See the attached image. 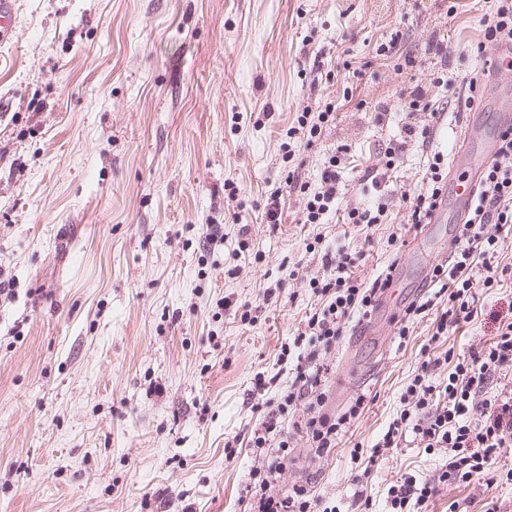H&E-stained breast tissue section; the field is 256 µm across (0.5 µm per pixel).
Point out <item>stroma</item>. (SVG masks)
I'll return each mask as SVG.
<instances>
[{"mask_svg": "<svg viewBox=\"0 0 512 512\" xmlns=\"http://www.w3.org/2000/svg\"><path fill=\"white\" fill-rule=\"evenodd\" d=\"M0 43V512H250L252 473L278 461L268 494L309 484L313 512H388L412 477L432 489L408 512H512V456L469 478L448 451L413 440L371 447L399 416L426 358L446 379L458 357L512 320V233L493 282L470 273L477 310L433 339L435 312L399 342L392 300L378 340L352 343V319L324 354V410L365 396L330 454L290 431L288 455L247 444L256 405L293 381L282 345L320 306L308 281L325 249L354 258L365 286L398 266L406 292L441 259L449 224L413 244L408 195L434 153L452 159L464 114L447 111L428 143L409 93L454 98L499 47L483 40L491 0H17ZM414 70L379 54L394 32ZM447 44L434 54L430 45ZM443 70L445 83L430 80ZM334 101L312 146L281 144L304 106ZM400 145L380 189L361 178ZM341 156L338 210L301 223L289 180L317 188ZM233 182L228 195L224 184ZM280 192L278 223L265 205ZM383 199L382 223L343 210ZM246 250H239V241ZM250 304L254 322L240 320ZM270 381L253 391L255 375ZM241 448L224 458L227 441Z\"/></svg>", "mask_w": 512, "mask_h": 512, "instance_id": "stroma-1", "label": "stroma"}]
</instances>
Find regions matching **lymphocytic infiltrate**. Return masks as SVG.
I'll return each instance as SVG.
<instances>
[{"mask_svg": "<svg viewBox=\"0 0 512 512\" xmlns=\"http://www.w3.org/2000/svg\"><path fill=\"white\" fill-rule=\"evenodd\" d=\"M448 178L445 158L433 154L426 172V185L409 202L407 221L412 226L429 223L437 207ZM340 183V160L331 155L324 163L316 189L297 185L304 200L302 221L322 223L336 207ZM494 225L495 233H486L487 225ZM512 224V132L501 135L494 155L477 185L475 201L459 235L454 240V264H437L430 268V285L449 287L448 307L434 320L436 335L447 334L450 327L469 318L476 302L472 292L469 268L475 261L490 260L498 251L501 239L499 228ZM326 276L310 279L314 295L323 304L310 315L304 331L294 336L291 346L281 349L283 357L292 359L294 380L290 390L277 403V416L270 419L263 434L253 436L255 447L271 445L269 436L277 431L299 400L307 397L322 399L321 392L327 380L328 368L319 361L320 354L329 350L343 336L354 314L368 315L375 289L354 280L335 256H326ZM434 360L422 363L402 395L404 408L399 417L389 423L379 439L382 448L398 447L404 433H412L429 448H445L453 454L449 469L468 468L478 474L487 465L504 454H512V395L492 403L476 399V391L497 372L512 369V322L501 326L489 346L459 359L454 372L443 381L435 380ZM364 408L363 398H356L341 415L325 414L306 419L304 428L317 454L330 452L346 424L356 419ZM480 415V423H472L473 415ZM276 478L274 470H266L253 480L252 496L257 512H310L309 492L305 486L293 485L279 497L267 495L266 488Z\"/></svg>", "mask_w": 512, "mask_h": 512, "instance_id": "f902f5d3", "label": "lymphocytic infiltrate"}]
</instances>
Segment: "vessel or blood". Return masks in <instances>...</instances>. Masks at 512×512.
I'll list each match as a JSON object with an SVG mask.
<instances>
[{
  "label": "vessel or blood",
  "instance_id": "vessel-or-blood-1",
  "mask_svg": "<svg viewBox=\"0 0 512 512\" xmlns=\"http://www.w3.org/2000/svg\"><path fill=\"white\" fill-rule=\"evenodd\" d=\"M17 8L16 0H0V41L9 40L16 31ZM512 127V101L501 98L494 107V120L490 123L478 124L467 121L465 135L458 147L459 155L467 161V174L469 182L463 187H454L452 193V207L457 222H464L472 204V196L476 185L488 165V161L481 155L474 153L471 142L474 138H498L499 135Z\"/></svg>",
  "mask_w": 512,
  "mask_h": 512
}]
</instances>
